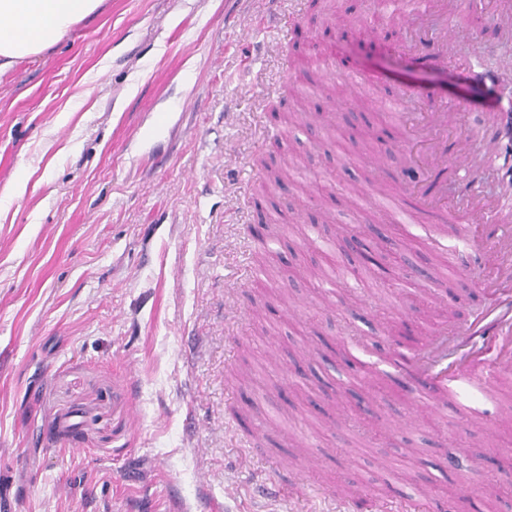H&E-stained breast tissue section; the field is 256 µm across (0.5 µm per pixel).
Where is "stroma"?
I'll return each instance as SVG.
<instances>
[{
    "mask_svg": "<svg viewBox=\"0 0 512 512\" xmlns=\"http://www.w3.org/2000/svg\"><path fill=\"white\" fill-rule=\"evenodd\" d=\"M492 8L464 0L455 54L478 43L483 66L512 68ZM337 11L371 35L339 33L313 0H106L0 77V512H373L420 487L454 512H512V494L461 492L442 458L469 448L512 491V384L462 393L476 420L441 409L416 426L391 380L362 384L402 361L386 325L418 345L490 295L466 276L434 287L442 259L418 225L346 208L368 179L360 158L405 163L378 100L407 87L464 100L479 142L495 100L470 69L423 66L382 37L373 0ZM292 41L361 77L369 130L348 129L318 83L289 97ZM275 104L309 117L283 126ZM269 153L304 162L262 192ZM263 224L285 225L271 248L291 280L258 275ZM343 339L350 367L332 352ZM72 423L75 439L59 431ZM285 469L288 497L256 493Z\"/></svg>",
    "mask_w": 512,
    "mask_h": 512,
    "instance_id": "obj_1",
    "label": "stroma"
}]
</instances>
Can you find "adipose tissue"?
Here are the masks:
<instances>
[{
    "label": "adipose tissue",
    "mask_w": 512,
    "mask_h": 512,
    "mask_svg": "<svg viewBox=\"0 0 512 512\" xmlns=\"http://www.w3.org/2000/svg\"><path fill=\"white\" fill-rule=\"evenodd\" d=\"M104 0H0V75L38 57L74 26L94 18Z\"/></svg>",
    "instance_id": "1"
}]
</instances>
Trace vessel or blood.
I'll list each match as a JSON object with an SVG mask.
<instances>
[{"label":"vessel or blood","mask_w":512,"mask_h":512,"mask_svg":"<svg viewBox=\"0 0 512 512\" xmlns=\"http://www.w3.org/2000/svg\"><path fill=\"white\" fill-rule=\"evenodd\" d=\"M498 8L487 21L512 39V0H497ZM407 37L403 51L426 66L455 63L451 31L437 43H429L424 23L435 12L447 13L448 0H396ZM485 88L497 92L496 175L512 186V97L499 94L501 77L481 71ZM398 143L409 164L421 177H392L380 156L364 158L366 169L394 183L390 204L399 221L424 224L431 245L448 257L455 275H470L474 285L492 289L496 308L478 313L471 322L440 330L429 343L404 362L415 396L409 422L425 419L448 391L491 389L497 379L512 372V351L503 350L500 339L512 335V223L502 216L501 201L480 195L484 172L476 161L470 135L463 123L466 104L448 100L431 90H404L392 99ZM455 182L459 192L448 198L445 188ZM454 225L446 234L444 225Z\"/></svg>","instance_id":"obj_1"}]
</instances>
